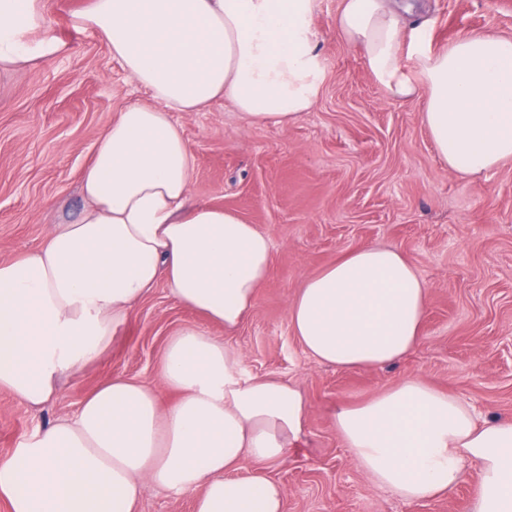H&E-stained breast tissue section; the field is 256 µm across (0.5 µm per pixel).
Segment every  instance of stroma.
<instances>
[{
    "label": "stroma",
    "instance_id": "1",
    "mask_svg": "<svg viewBox=\"0 0 512 512\" xmlns=\"http://www.w3.org/2000/svg\"><path fill=\"white\" fill-rule=\"evenodd\" d=\"M84 2L50 0L51 31L66 53L0 77L2 261L77 220L86 204L81 174L101 136L124 106L148 99L93 31L73 27ZM338 6L317 0L313 25L328 76L303 118L285 128L253 125L221 99L175 115L196 158L192 202L232 210L272 238V268L253 314L228 334L157 284L99 360L64 377L49 402L30 407L0 390V458L74 415L114 375L159 385L169 337L193 324L241 352L244 376L294 381L309 403L302 438L271 470L286 512H465L475 469L451 496L403 500L356 466L332 413L337 403L418 379L512 418V162L474 177L450 173L420 102L389 99L361 50L339 38ZM412 20L427 21L435 49L465 31L512 35V0H419ZM364 244L400 249L425 280L422 341L392 364L343 370L304 351L288 305L308 276Z\"/></svg>",
    "mask_w": 512,
    "mask_h": 512
}]
</instances>
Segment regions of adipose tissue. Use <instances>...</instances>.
<instances>
[{
	"mask_svg": "<svg viewBox=\"0 0 512 512\" xmlns=\"http://www.w3.org/2000/svg\"><path fill=\"white\" fill-rule=\"evenodd\" d=\"M50 0H0V72L64 50ZM316 0H85L74 20L108 46L149 102L127 105L81 180L88 205L44 243L0 261V389L23 405L107 349L157 282L224 330L255 310L272 262L268 233L235 212L188 202L195 157L172 119L221 98L249 122L285 126L326 80ZM336 29L360 48L394 100L419 99L450 172L512 161V37L468 31L432 49L396 0H341ZM428 288L402 252L365 244L309 276L288 308L304 351L340 369L378 367L421 338ZM242 356L187 325L168 340L160 387L123 376L77 414L0 458L8 512H137L145 486L194 496L195 512H284L266 474L302 435L308 404L293 382L243 376ZM174 393L170 403L161 391ZM336 433L375 486L401 499L451 495L466 465L479 479L466 512H512V419L407 379L340 403ZM252 475L233 477L242 462Z\"/></svg>",
	"mask_w": 512,
	"mask_h": 512,
	"instance_id": "adipose-tissue-1",
	"label": "adipose tissue"
}]
</instances>
